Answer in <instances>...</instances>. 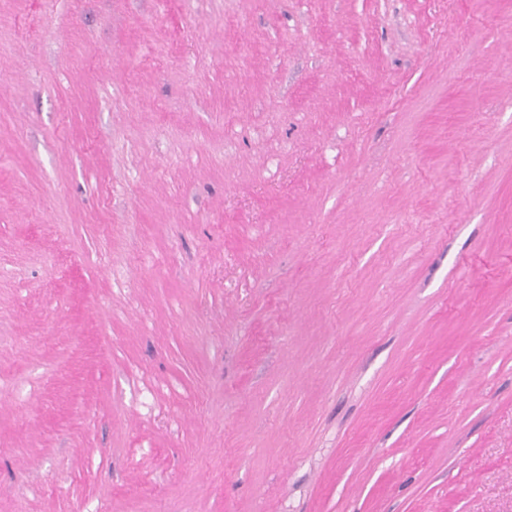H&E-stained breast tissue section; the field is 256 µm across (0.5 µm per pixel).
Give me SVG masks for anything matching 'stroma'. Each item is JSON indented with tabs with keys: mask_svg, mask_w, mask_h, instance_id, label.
<instances>
[{
	"mask_svg": "<svg viewBox=\"0 0 512 512\" xmlns=\"http://www.w3.org/2000/svg\"><path fill=\"white\" fill-rule=\"evenodd\" d=\"M0 512H512V0H0Z\"/></svg>",
	"mask_w": 512,
	"mask_h": 512,
	"instance_id": "1",
	"label": "stroma"
}]
</instances>
